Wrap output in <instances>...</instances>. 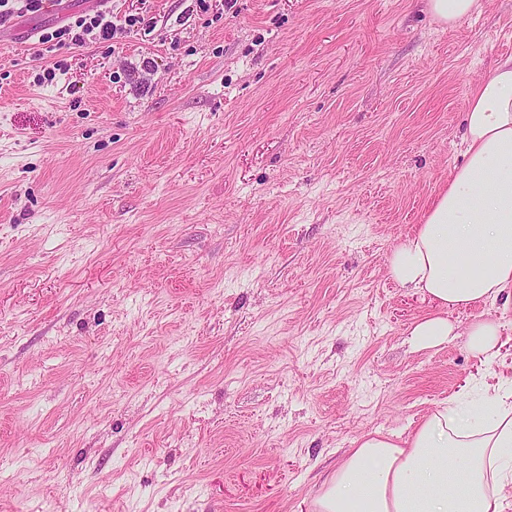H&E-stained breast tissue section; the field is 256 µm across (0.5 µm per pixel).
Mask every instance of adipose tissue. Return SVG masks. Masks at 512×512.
I'll use <instances>...</instances> for the list:
<instances>
[{
	"mask_svg": "<svg viewBox=\"0 0 512 512\" xmlns=\"http://www.w3.org/2000/svg\"><path fill=\"white\" fill-rule=\"evenodd\" d=\"M463 125L464 163L388 260L395 282L440 310L412 330L423 347L450 335L448 309L512 302V56L481 76ZM505 328L500 318L470 323L467 345L483 365L494 363ZM309 512H512V382L498 387L487 415L462 393L406 439L361 437Z\"/></svg>",
	"mask_w": 512,
	"mask_h": 512,
	"instance_id": "ef3b65f1",
	"label": "adipose tissue"
}]
</instances>
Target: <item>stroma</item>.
<instances>
[{"label":"stroma","instance_id":"stroma-1","mask_svg":"<svg viewBox=\"0 0 512 512\" xmlns=\"http://www.w3.org/2000/svg\"><path fill=\"white\" fill-rule=\"evenodd\" d=\"M117 38L0 47V512H297L481 366L387 273L462 160L512 0H112ZM143 13L145 25L124 17ZM69 69L39 77L57 60ZM428 11L441 23L454 24L480 9L479 0H426ZM452 326L448 319L440 316L427 318L415 325L411 336L421 347H432L448 339Z\"/></svg>","mask_w":512,"mask_h":512}]
</instances>
